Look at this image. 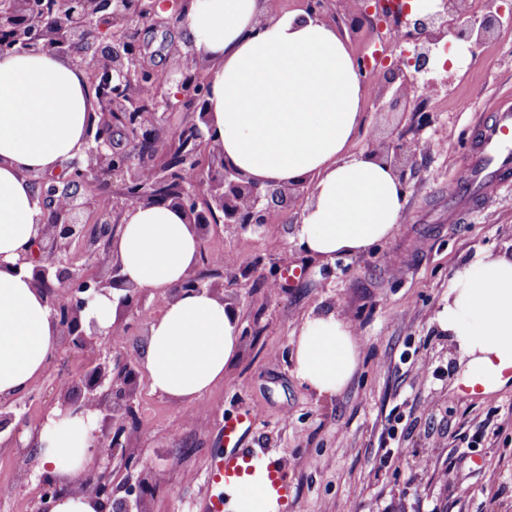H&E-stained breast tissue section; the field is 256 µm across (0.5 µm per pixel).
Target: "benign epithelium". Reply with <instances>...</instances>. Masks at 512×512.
Instances as JSON below:
<instances>
[{"mask_svg": "<svg viewBox=\"0 0 512 512\" xmlns=\"http://www.w3.org/2000/svg\"><path fill=\"white\" fill-rule=\"evenodd\" d=\"M436 10L424 16H413L402 0H374V5L358 9L357 22L379 29L383 22L392 21L395 46H412L410 57L388 67L376 81L377 101H382L389 90L399 98H410L420 91H434L438 84L419 76L431 71L430 61L439 43L448 34L474 45L499 24V12L487 11L477 15L464 7L465 0H435ZM75 7L62 12L57 26L44 28L38 0H0V54L37 53L48 50L88 67L95 84L103 93L100 97V120L96 129L87 135L85 157L71 161L60 174H46L36 178L42 217L37 224L38 240L46 242L44 258L23 253L17 265L32 264L33 282L45 294L61 335L68 345L93 353L90 363L80 378L63 383L60 390L61 407L76 415L87 410L110 408L112 398L131 399L138 375L118 359L105 354L98 343L112 338L92 322L84 327L81 313L98 295H107L114 289L125 288V279L118 264L112 265V277L103 280L75 267L70 249L83 234L81 225L73 221V214L82 207L77 190L83 184L99 180L102 171L122 182L124 206L151 205L159 200L158 186L172 179V172L162 166L152 169L149 178L141 173L142 165L132 149L117 150L112 145L110 127L127 132L130 143L161 142L175 139L180 134L196 142L193 150L183 157L182 166L194 172V181L181 186L179 194L167 203L181 209L189 223L204 230L209 224L210 211L224 212V224L235 231L260 227L273 222L275 210L291 201L305 197L301 187L257 182L237 167L224 160L220 145L205 138L202 125L206 113L197 111V105L206 101L208 81L191 79L190 71L201 68L195 55L180 49L176 66L161 73L144 62L142 34L161 23H178L189 8L187 0H73ZM172 13L165 17L167 10ZM149 84L153 88L151 119L140 121L136 88ZM176 85L171 93L166 86ZM192 113L175 132L163 124V117L175 107ZM416 145L398 141L383 149H374V157L388 166L398 177L403 189H408V173L415 168ZM203 210H198V207ZM208 289L219 291L215 282L201 279L191 272L172 293ZM95 459L106 465L102 470L89 469L78 477L79 490L98 485L96 494L112 499L111 464L120 449L131 448L132 436L124 435L123 427L113 433H94ZM106 446L110 451L100 450ZM41 505L36 512H51L62 487L56 479L41 476Z\"/></svg>", "mask_w": 512, "mask_h": 512, "instance_id": "benign-epithelium-1", "label": "benign epithelium"}]
</instances>
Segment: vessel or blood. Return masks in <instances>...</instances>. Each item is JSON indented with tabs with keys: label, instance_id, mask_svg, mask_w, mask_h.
Here are the masks:
<instances>
[{
	"label": "vessel or blood",
	"instance_id": "vessel-or-blood-1",
	"mask_svg": "<svg viewBox=\"0 0 512 512\" xmlns=\"http://www.w3.org/2000/svg\"><path fill=\"white\" fill-rule=\"evenodd\" d=\"M473 140L464 172L448 191V219L452 222L512 182V102L500 103L491 118L476 128ZM240 432V419L226 421L224 442L235 451L213 461L206 512H226L229 487L246 477L255 478L261 493L270 499L279 501L290 493L277 461L264 449L239 448Z\"/></svg>",
	"mask_w": 512,
	"mask_h": 512
}]
</instances>
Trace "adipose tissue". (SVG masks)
<instances>
[{
	"instance_id": "obj_1",
	"label": "adipose tissue",
	"mask_w": 512,
	"mask_h": 512,
	"mask_svg": "<svg viewBox=\"0 0 512 512\" xmlns=\"http://www.w3.org/2000/svg\"><path fill=\"white\" fill-rule=\"evenodd\" d=\"M179 28L209 77L205 135L252 179L307 189L294 241L332 259L393 236L406 195L387 166L351 149L363 123L364 79L335 27L277 12L272 0H192ZM92 112L85 68L49 51L0 56V403L26 391L60 344L31 267L18 258L36 244V176L82 156ZM111 256L127 284L163 301L140 351L151 391L196 403L223 381L239 345L237 318L220 297L170 293L198 262L196 229L178 208L133 206ZM435 321L466 362L465 384L498 391L512 371V253H481L457 269ZM358 354L348 323L330 312L310 315L297 328L294 373L317 396L332 397ZM94 430L93 412L50 406L35 449L39 472L75 481Z\"/></svg>"
}]
</instances>
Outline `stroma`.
I'll use <instances>...</instances> for the list:
<instances>
[{
	"label": "stroma",
	"mask_w": 512,
	"mask_h": 512,
	"mask_svg": "<svg viewBox=\"0 0 512 512\" xmlns=\"http://www.w3.org/2000/svg\"><path fill=\"white\" fill-rule=\"evenodd\" d=\"M344 0H331L327 21L354 58L370 55L376 30L356 25ZM437 91L415 105L428 125L413 124L406 100L378 97L368 86L354 150L402 140L421 143L416 174L396 234L373 249L322 261L291 233L302 204L276 223L235 232L210 226L201 252L230 254L235 264L209 266L221 297L239 316V347L224 380L200 401L182 404L153 394L139 380L122 426L133 448L112 462V498L124 480L142 484L143 512H205L213 456L226 453L224 424L246 411L245 445L272 452L286 467L292 493L283 512H512V380L496 394H469L458 380V348L439 331L450 280L476 252L512 251V191L448 221V181L465 167L476 126L490 102L512 95V23L494 29L463 66L434 64ZM383 108H376V101ZM119 182L107 191L81 187L79 224L93 228L124 215ZM247 276H239V269ZM161 308L146 296L114 313L120 332L104 349L136 359L146 324ZM331 310L354 329L357 369L333 397H319L295 378L294 335L308 315ZM426 359L429 373L414 370ZM86 353L60 346L43 375L11 407L34 422L56 404L61 380L82 372ZM40 474L31 438L13 432L0 445V512H36Z\"/></svg>",
	"instance_id": "1"
}]
</instances>
